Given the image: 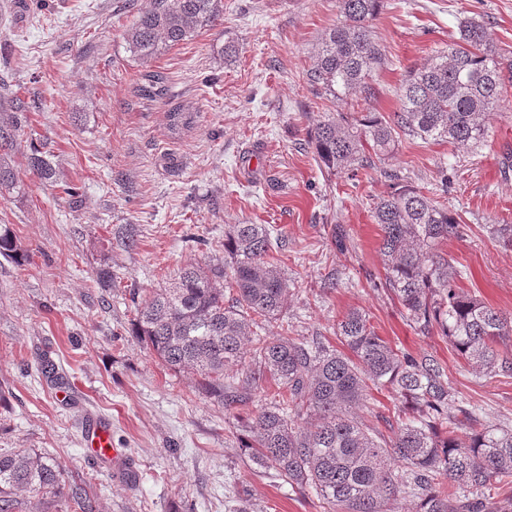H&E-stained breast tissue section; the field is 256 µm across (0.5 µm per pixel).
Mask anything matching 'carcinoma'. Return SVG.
Segmentation results:
<instances>
[{"label": "carcinoma", "mask_w": 512, "mask_h": 512, "mask_svg": "<svg viewBox=\"0 0 512 512\" xmlns=\"http://www.w3.org/2000/svg\"><path fill=\"white\" fill-rule=\"evenodd\" d=\"M340 20L322 38L308 80L317 94L356 102L372 95L369 79L387 65L372 22L384 0H338ZM224 14V0H150L125 33L139 60L191 37ZM501 55L484 23L467 18L458 41L407 76L390 118L364 112L319 123L310 134L319 165L352 176L392 153L405 134L422 141L474 146L501 111ZM28 105L0 86V198L26 193L8 162L23 136ZM29 167L46 183L55 168L31 146ZM384 273L379 286L395 295L414 329L437 331L475 374L512 375V313L457 286L462 264L448 253L462 218L433 196L398 185L375 202ZM139 228L124 224L118 242L137 245ZM265 224H230L224 262L182 267L169 286L135 306L131 335L168 369L198 377V387L237 416L266 392L270 400L243 425L251 462L292 486L310 488L325 512H396L405 496L415 512H512V426L485 425L457 404L443 362L414 354L379 336L366 315L350 310L336 324L342 349L319 336L266 339L264 322L288 300V280L270 259ZM0 257L29 262L12 227L0 224ZM384 387L398 427L390 438L357 416L371 387ZM68 490L66 508L97 512L86 488L66 482L38 452L0 453V512H17L18 495Z\"/></svg>", "instance_id": "1"}]
</instances>
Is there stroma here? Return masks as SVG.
Here are the masks:
<instances>
[{
    "label": "stroma",
    "instance_id": "stroma-1",
    "mask_svg": "<svg viewBox=\"0 0 512 512\" xmlns=\"http://www.w3.org/2000/svg\"><path fill=\"white\" fill-rule=\"evenodd\" d=\"M147 3L0 0V75L31 103L26 136L58 181L42 183L23 148L14 163L27 193L0 199V224L30 253L22 268L0 258V450L44 453L65 477L89 480L99 512H323L315 492L291 491L249 460L195 377L169 370L129 334L136 301L184 265L223 262L232 224L268 225L288 278L286 307L263 335L332 342L338 320L360 310L378 335L446 362L449 384L485 421L511 426L512 379L475 377L371 279L383 274L374 202L398 179L439 192L448 166L455 174L443 200L466 225L448 242L466 267L458 285L512 313V249L487 230L512 224V80L482 145L404 137L357 178L331 176L307 137L351 108L317 97L306 73L339 18L337 0H224L213 26L144 64L124 34ZM471 17L512 64V0H384L372 27L390 63L373 75L376 96L363 110L392 116L409 72L455 42ZM149 73L162 77V95H141ZM175 107L192 117L176 131L167 118ZM125 224L138 225V245L108 248ZM104 263L115 286L92 280ZM46 357L56 378L40 370ZM91 418L110 424L118 461L85 447ZM127 463L136 481L122 477Z\"/></svg>",
    "mask_w": 512,
    "mask_h": 512
}]
</instances>
